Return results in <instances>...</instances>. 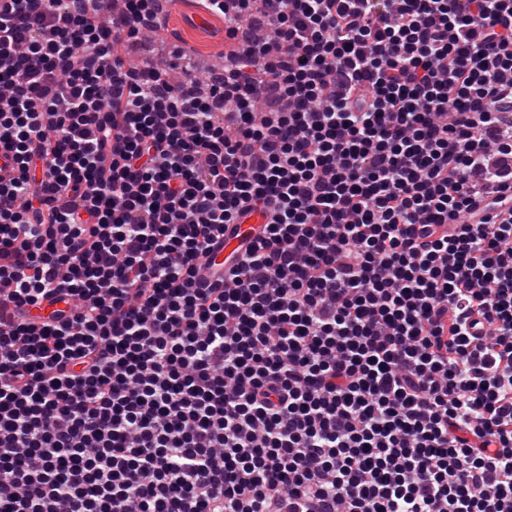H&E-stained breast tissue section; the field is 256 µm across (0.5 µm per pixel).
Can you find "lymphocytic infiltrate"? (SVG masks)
<instances>
[{"label": "lymphocytic infiltrate", "instance_id": "f902f5d3", "mask_svg": "<svg viewBox=\"0 0 512 512\" xmlns=\"http://www.w3.org/2000/svg\"><path fill=\"white\" fill-rule=\"evenodd\" d=\"M198 2L0 9V512H512V0ZM180 10H170L167 28L148 40L158 47L182 43L195 54V66L203 61L224 64V19L215 15L202 17L196 8V0H183ZM265 219L259 213H252L242 220V224H237V229L231 234L224 236L223 247L216 252L214 262L222 263L224 259L232 255L238 247L239 239L242 235L251 230H255L258 225L264 224Z\"/></svg>", "mask_w": 512, "mask_h": 512}]
</instances>
